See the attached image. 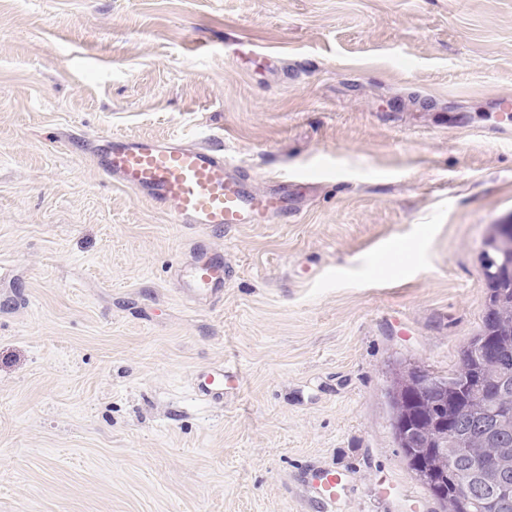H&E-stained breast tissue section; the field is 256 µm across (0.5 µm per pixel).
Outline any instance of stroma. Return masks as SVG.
<instances>
[{
	"label": "stroma",
	"instance_id": "35a3bbf8",
	"mask_svg": "<svg viewBox=\"0 0 512 512\" xmlns=\"http://www.w3.org/2000/svg\"><path fill=\"white\" fill-rule=\"evenodd\" d=\"M173 132L322 179L199 227L83 153ZM510 220L512 0H0V512H318L329 466L335 512H442L389 391L459 363ZM224 259L220 254L202 255L187 275V288L198 294L216 295L224 288ZM341 484V478L334 470L322 468L309 482V488L316 494L318 509L321 512H333L336 498L340 496L337 486Z\"/></svg>",
	"mask_w": 512,
	"mask_h": 512
}]
</instances>
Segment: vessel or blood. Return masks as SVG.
<instances>
[{
  "label": "vessel or blood",
  "instance_id": "vessel-or-blood-1",
  "mask_svg": "<svg viewBox=\"0 0 512 512\" xmlns=\"http://www.w3.org/2000/svg\"><path fill=\"white\" fill-rule=\"evenodd\" d=\"M105 176L159 206H173L181 224L224 226L264 224L271 212L288 202L284 193L254 192L234 175L221 150L190 145L179 135L165 140L106 135L89 150ZM222 255L201 256L187 275V286L198 294L216 295L224 288ZM341 479L323 469L309 487L320 512H333Z\"/></svg>",
  "mask_w": 512,
  "mask_h": 512
}]
</instances>
